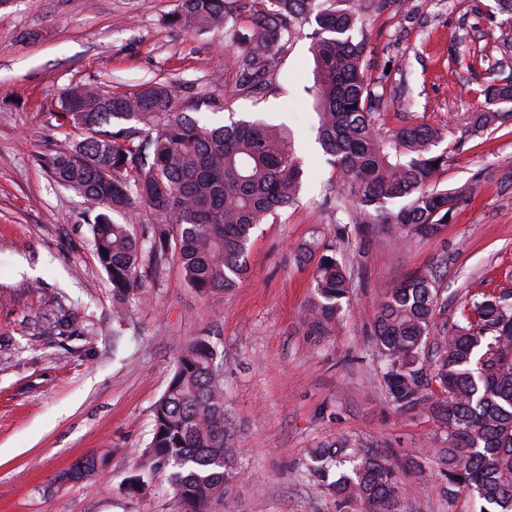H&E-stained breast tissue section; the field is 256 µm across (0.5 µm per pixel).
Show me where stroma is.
<instances>
[{
    "label": "stroma",
    "mask_w": 512,
    "mask_h": 512,
    "mask_svg": "<svg viewBox=\"0 0 512 512\" xmlns=\"http://www.w3.org/2000/svg\"><path fill=\"white\" fill-rule=\"evenodd\" d=\"M179 0H8L0 6V512H178L166 472H142L153 407L181 343L212 336L232 429L233 512H339L309 473L312 448L346 437L402 471L403 512H477L448 499L428 451L448 437L429 414L402 415L383 383L372 334L379 303L413 272L441 266L459 318L471 296L512 289V121L474 132L481 84L512 81V15L496 0H406L368 15L365 66L384 87L383 130L427 124L448 152L442 187L478 186L444 232L394 237L350 228L352 279L326 335L303 323L314 261L299 248L333 240L336 170L311 129L314 62L306 33L272 65L261 94L241 91L238 45L222 29L169 24ZM165 82L185 103L217 98L214 122L256 116L289 127L305 171L299 201L252 234L247 272L221 297L188 287L176 256L145 277V301L112 329V286L96 257L88 201L53 181L45 158L77 138L56 127L59 94L95 84L131 91ZM96 456L91 478L65 482Z\"/></svg>",
    "instance_id": "35a3bbf8"
}]
</instances>
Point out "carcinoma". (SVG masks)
<instances>
[{
  "label": "carcinoma",
  "instance_id": "obj_1",
  "mask_svg": "<svg viewBox=\"0 0 512 512\" xmlns=\"http://www.w3.org/2000/svg\"><path fill=\"white\" fill-rule=\"evenodd\" d=\"M236 2L181 0L170 21L187 30H228ZM248 8L253 28L236 35L235 64L240 86L255 94L268 88L271 64L296 27H313L307 93L316 139L337 169L336 210L350 224H375L387 235H440L473 187H439L448 166V154L437 150L439 129L421 124L385 133L377 124L383 94L366 72L368 42L354 0H251ZM482 93L488 107L475 113L474 129L497 130L512 114L491 106L512 100V83H491ZM57 107L62 124L86 134L52 155L48 166L59 186L100 208L88 224L120 324L143 298V266L171 249L195 290L220 294L238 287L252 231L298 200L303 170L284 126L258 119L210 124L159 83L129 92L77 85L60 95ZM139 205L159 218L142 240L130 222L111 218L130 217ZM300 252L305 260L318 255L304 322L321 335L339 317L351 282L333 243L313 240ZM439 297L432 268L399 281L379 305L374 335L386 361L390 402L400 412L428 411L448 435V447L434 452L444 495L469 490L479 512H512V290L469 301L430 361L426 348ZM230 437L218 352L210 337L194 336L181 345L154 405L142 467L168 472L180 512H225ZM100 465L86 457L69 474L87 479ZM311 471L336 496L340 512L354 502L364 512H401L402 482L382 453L341 439L314 453Z\"/></svg>",
  "mask_w": 512,
  "mask_h": 512
}]
</instances>
